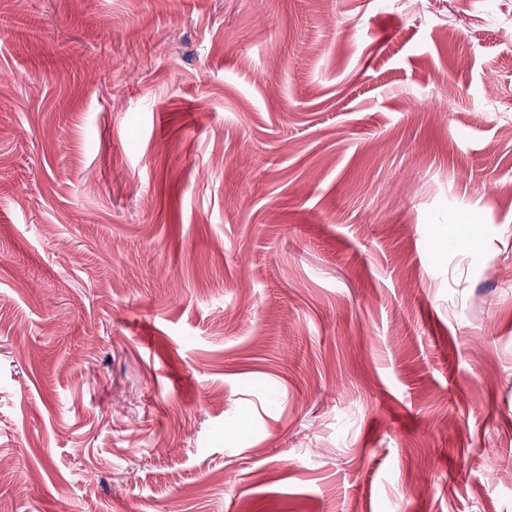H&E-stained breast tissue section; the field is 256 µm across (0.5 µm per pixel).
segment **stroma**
Listing matches in <instances>:
<instances>
[{"label":"stroma","mask_w":512,"mask_h":512,"mask_svg":"<svg viewBox=\"0 0 512 512\" xmlns=\"http://www.w3.org/2000/svg\"><path fill=\"white\" fill-rule=\"evenodd\" d=\"M512 0H0V503L512 512Z\"/></svg>","instance_id":"35a3bbf8"}]
</instances>
